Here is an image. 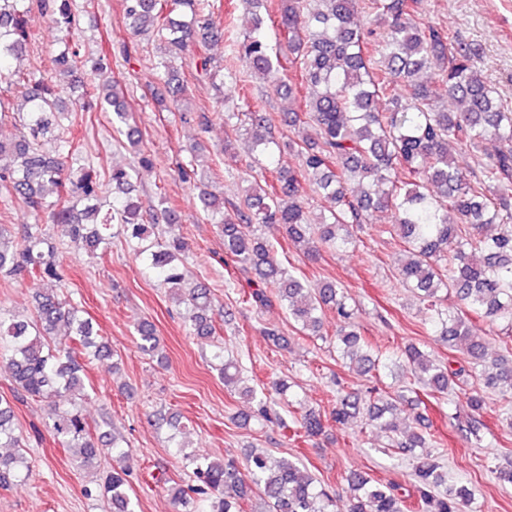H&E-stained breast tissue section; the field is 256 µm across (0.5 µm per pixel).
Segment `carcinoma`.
Wrapping results in <instances>:
<instances>
[{
  "mask_svg": "<svg viewBox=\"0 0 512 512\" xmlns=\"http://www.w3.org/2000/svg\"><path fill=\"white\" fill-rule=\"evenodd\" d=\"M257 9L247 38L231 45L241 64L227 69L240 82L243 70L264 75L276 92L298 100L299 87L310 88L299 111L288 112L290 127L303 124L315 131L298 144L302 157L295 170L281 162V144L268 119L257 112H226L224 124L239 120L245 128L248 153L267 162L242 201L224 213L216 196L203 189L200 208L220 215L224 256L255 276L256 288L243 302L257 310L275 304L289 319L314 336L321 335L323 310H336L340 329L336 349L351 357L361 374L371 372L376 360L356 354L363 337L358 315L345 287L332 281L312 283L286 267L279 250L292 248L313 260L321 248L341 251L353 242L352 230L370 223L378 210L393 212V223L382 232L404 244L399 269L402 282L415 290L425 306L431 329L461 352L478 370L483 392L470 397L479 412L489 391L512 404V359L488 354L470 314L490 324L506 323L512 331V112L504 109L496 91L471 64L473 49L454 32L423 20V0H374L389 19L381 36V69L369 67L366 38L356 18L366 0H282L276 30L268 32L258 12V0H241ZM133 41L156 43L157 68L167 95L179 98L184 83L178 67L192 55L204 76L217 71L209 47L224 41L231 20L215 14L214 0H123ZM48 20L65 32L76 26L75 0H0V83L16 91V100L0 97V120L19 118L23 134L0 141V191L28 210L34 223L22 226L21 236L0 227V275L28 280L36 288L34 316L19 319L0 309V362L11 371L22 397L47 402L45 426L54 439L83 463L92 465L106 444L116 458L125 457L124 437L93 434L74 400L87 396L80 372L81 359L112 356L108 340L97 335L80 304L44 289L47 281L63 282L55 246L43 224L64 229L76 249L93 254L106 249L114 234L122 235L137 258L167 288L169 300L183 309L189 334L210 339L216 328L210 290L190 285L187 245L180 238L158 241L159 222L175 224L179 216L169 199L159 194L144 206L133 195L135 166H152L149 156L136 153L135 163L114 166L109 175L112 201L102 200V183L90 165L76 169L73 156L80 144L72 133L83 123L85 108L66 101L65 93L80 64L79 51L64 39V48L51 60L52 72L43 76L36 67L12 62L21 58L36 22ZM287 43L290 70L280 61ZM102 77L87 89L100 104L112 108V128L130 125L133 111L119 83L103 78L105 59L93 61ZM435 72L447 83L448 97L465 104L459 112L439 109L437 97L422 79ZM57 141L53 156L43 153V140ZM498 142L487 153L483 145ZM455 143L474 158L462 170L448 153ZM335 200L336 208L314 222L300 194L301 184ZM57 190L55 200L47 191ZM263 224H277L284 244L276 248L258 235ZM454 295L459 307L444 305ZM139 348L158 352L159 338L147 322L140 323ZM402 370L411 373L420 388L446 395L463 383L464 368L452 369L415 344L401 355ZM213 366L224 387L246 400H257L258 421L285 422L249 384L245 369L224 344L212 349ZM402 391L351 392L336 402L330 418L344 424L364 414L388 446L411 452L426 445L425 435L400 429L397 403ZM13 408L0 399V448H18ZM292 421L308 437L323 434L321 415L313 410L292 411ZM178 452L189 480L173 487L176 512H243L253 499L261 512H404L401 487L352 470L345 476L353 494L344 504L327 492L318 478L298 463L269 451H252L240 466L211 459L181 443ZM30 466L21 455L0 453V487L28 476ZM131 470L114 466L85 495L108 498L112 512H134L130 497ZM418 512H465L475 498L473 489L448 484L443 466L420 457L412 473Z\"/></svg>",
  "mask_w": 512,
  "mask_h": 512,
  "instance_id": "carcinoma-1",
  "label": "carcinoma"
}]
</instances>
